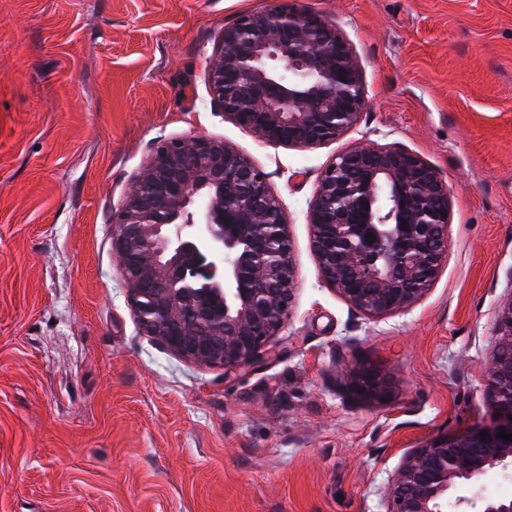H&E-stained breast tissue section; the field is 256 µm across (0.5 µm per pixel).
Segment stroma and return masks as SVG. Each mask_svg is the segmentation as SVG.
Masks as SVG:
<instances>
[{"mask_svg":"<svg viewBox=\"0 0 512 512\" xmlns=\"http://www.w3.org/2000/svg\"><path fill=\"white\" fill-rule=\"evenodd\" d=\"M278 0H0V512H385L414 448L487 422L483 366L512 296V0H299L362 73L357 124L261 141L214 104L226 24ZM206 135L267 173L297 290L264 359L225 375L139 327L112 215L164 141ZM364 143L448 186V257L370 319L321 281L306 209ZM389 375L358 395L348 371Z\"/></svg>","mask_w":512,"mask_h":512,"instance_id":"35a3bbf8","label":"stroma"}]
</instances>
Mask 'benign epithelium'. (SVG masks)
<instances>
[{
  "label": "benign epithelium",
  "instance_id": "benign-epithelium-1",
  "mask_svg": "<svg viewBox=\"0 0 512 512\" xmlns=\"http://www.w3.org/2000/svg\"><path fill=\"white\" fill-rule=\"evenodd\" d=\"M208 84L225 116L262 141L297 148L336 139L365 103L350 44L297 0L225 25ZM307 223L320 279L380 318L411 309L439 277L448 188L413 151L356 145L322 170ZM112 253L141 329L182 359L250 368L289 318L296 274L284 206L268 175L222 140L196 135L155 149L112 215ZM189 272L197 286L179 287ZM484 376L490 421L411 451L384 488L386 512H447L459 487L512 470V442L497 437L502 427L512 434V297L496 309ZM350 385L375 397L389 379L362 365ZM470 505L512 512V497L479 493Z\"/></svg>",
  "mask_w": 512,
  "mask_h": 512
}]
</instances>
